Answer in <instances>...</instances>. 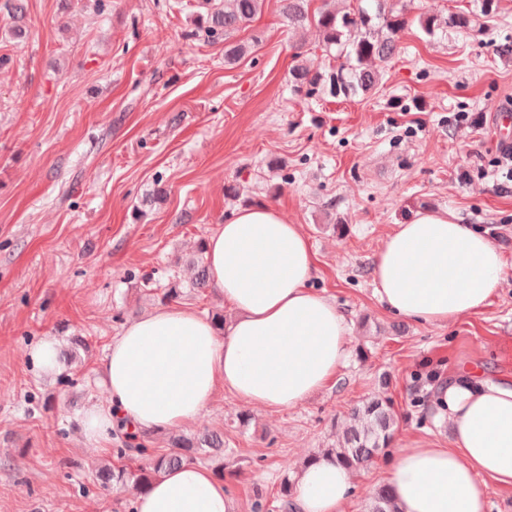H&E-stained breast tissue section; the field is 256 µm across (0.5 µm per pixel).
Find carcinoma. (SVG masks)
Instances as JSON below:
<instances>
[{"instance_id":"obj_1","label":"carcinoma","mask_w":512,"mask_h":512,"mask_svg":"<svg viewBox=\"0 0 512 512\" xmlns=\"http://www.w3.org/2000/svg\"><path fill=\"white\" fill-rule=\"evenodd\" d=\"M263 0H224V4L211 3L204 23L208 32H228L249 22L261 10ZM310 0H281V13L288 25L305 28L316 23L323 42L328 48L337 49L339 64L336 69L323 74L302 65L291 69L294 91L310 96L325 93L333 97L350 98L366 95L377 89L382 82L381 64L391 60L398 52L396 35L408 25L405 12L396 7L398 0H356L351 12L324 4L311 15ZM498 0H481L480 15L452 13L445 20L434 15H421L418 24L428 36L445 26L463 33L481 29L480 18L497 14ZM210 272L204 261L197 262L191 287L199 291L209 287ZM349 426L344 430L336 446L326 448L307 458L313 462L323 456H332L342 466L356 470L371 464L390 446L395 412L390 401L371 398L356 406L349 413ZM118 444L116 457H147L148 465L132 472L124 467H106L98 474L102 486L121 485L135 495L145 491L166 467H176L197 459L199 452L207 449L212 457L224 454V436L215 432H201L192 437L175 436L170 440L171 451L151 457V450L132 433L116 430ZM370 512H398L390 488L381 487L374 498Z\"/></svg>"}]
</instances>
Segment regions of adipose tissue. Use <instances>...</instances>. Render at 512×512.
<instances>
[{"mask_svg":"<svg viewBox=\"0 0 512 512\" xmlns=\"http://www.w3.org/2000/svg\"><path fill=\"white\" fill-rule=\"evenodd\" d=\"M206 259L234 319L220 332L193 308L169 305L127 322L98 369L108 400L81 421L95 447L121 421L137 432L194 422L221 390L252 406L292 408L344 364L346 318L309 286L315 254L300 225L269 205L241 208L208 237ZM506 267L486 232L445 211L421 212L383 241L374 279L389 312L441 325L487 306ZM436 402L452 445L422 440L400 451L388 470L398 512H486L487 481L512 485V381L463 370ZM352 487V472L325 459L299 470L294 502L299 512H342ZM135 509L235 512V501L192 462L165 471Z\"/></svg>","mask_w":512,"mask_h":512,"instance_id":"1","label":"adipose tissue"}]
</instances>
